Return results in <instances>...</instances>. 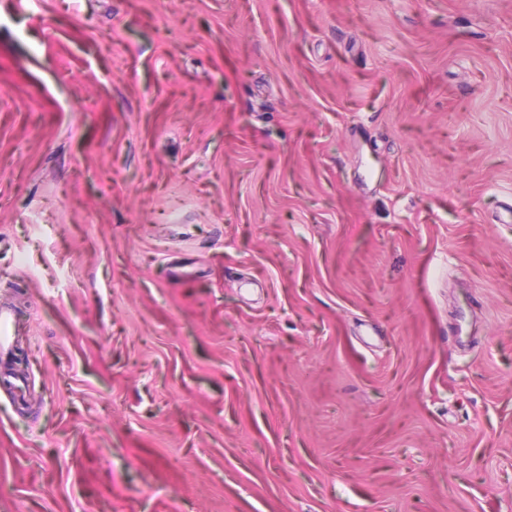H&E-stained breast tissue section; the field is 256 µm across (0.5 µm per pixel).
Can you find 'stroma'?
<instances>
[{
	"label": "stroma",
	"instance_id": "35a3bbf8",
	"mask_svg": "<svg viewBox=\"0 0 512 512\" xmlns=\"http://www.w3.org/2000/svg\"><path fill=\"white\" fill-rule=\"evenodd\" d=\"M0 512H512V0H0Z\"/></svg>",
	"mask_w": 512,
	"mask_h": 512
}]
</instances>
